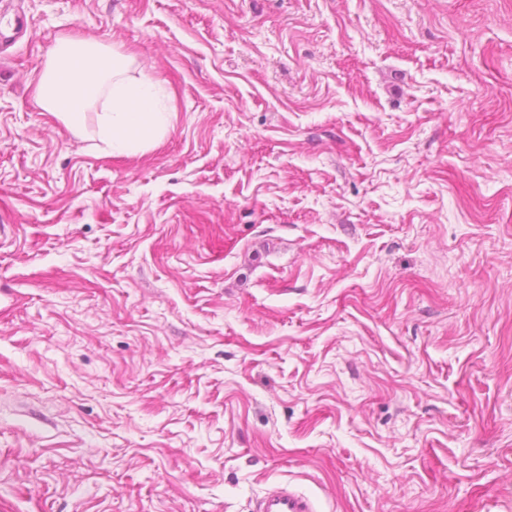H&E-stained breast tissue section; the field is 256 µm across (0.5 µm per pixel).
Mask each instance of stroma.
Instances as JSON below:
<instances>
[{
    "instance_id": "1",
    "label": "stroma",
    "mask_w": 512,
    "mask_h": 512,
    "mask_svg": "<svg viewBox=\"0 0 512 512\" xmlns=\"http://www.w3.org/2000/svg\"><path fill=\"white\" fill-rule=\"evenodd\" d=\"M0 512H512V0H14ZM133 58L167 136L35 103ZM257 512H318L315 502L298 493L288 483L269 489L259 500Z\"/></svg>"
}]
</instances>
